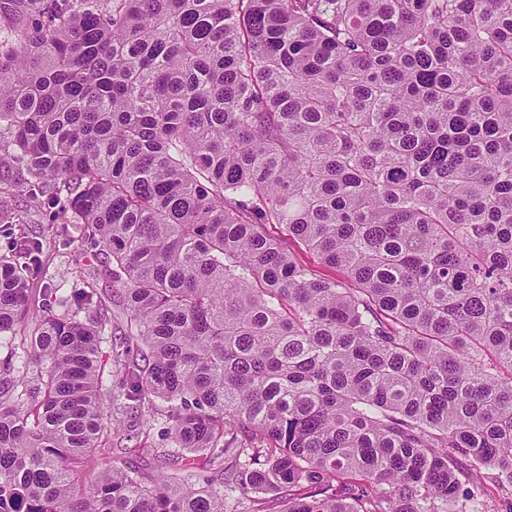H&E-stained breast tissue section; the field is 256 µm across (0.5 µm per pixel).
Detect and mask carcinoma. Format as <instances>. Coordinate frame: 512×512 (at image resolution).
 <instances>
[{
	"label": "carcinoma",
	"mask_w": 512,
	"mask_h": 512,
	"mask_svg": "<svg viewBox=\"0 0 512 512\" xmlns=\"http://www.w3.org/2000/svg\"><path fill=\"white\" fill-rule=\"evenodd\" d=\"M0 167V512L512 497V0H0ZM74 247L75 249H71V251H45L42 258L44 263L43 279L34 280L30 286L32 288L31 303L33 305L40 303L42 299L41 288H44L46 282L52 280L53 283L60 284L62 288H70L72 284V274L70 272L76 266L86 268L87 271L96 266L94 250L90 246L75 244ZM155 419L156 420L152 423L153 426L150 431L149 441L152 443L153 448H166L173 452L172 455H175L174 457H169L170 460H167L166 464L167 468L163 470L169 472L182 470V468L189 463L188 459H185L186 456L184 454L182 455L181 450L174 448L172 439H170L168 434L169 425L166 419L161 415H157Z\"/></svg>",
	"instance_id": "1"
}]
</instances>
